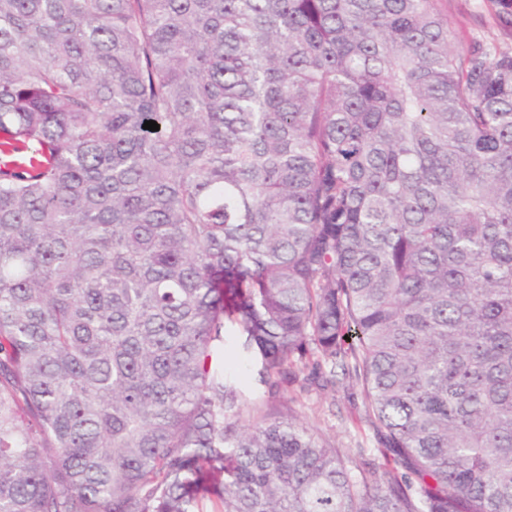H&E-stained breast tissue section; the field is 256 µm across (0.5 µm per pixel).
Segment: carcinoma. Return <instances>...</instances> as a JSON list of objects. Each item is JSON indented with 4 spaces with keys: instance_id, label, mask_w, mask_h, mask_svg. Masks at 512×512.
<instances>
[{
    "instance_id": "obj_1",
    "label": "carcinoma",
    "mask_w": 512,
    "mask_h": 512,
    "mask_svg": "<svg viewBox=\"0 0 512 512\" xmlns=\"http://www.w3.org/2000/svg\"><path fill=\"white\" fill-rule=\"evenodd\" d=\"M228 321L412 477L241 424ZM205 501L512 512V49L442 0H0V512Z\"/></svg>"
}]
</instances>
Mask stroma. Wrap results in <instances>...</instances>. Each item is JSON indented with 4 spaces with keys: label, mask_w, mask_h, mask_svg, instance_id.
I'll return each instance as SVG.
<instances>
[{
    "label": "stroma",
    "mask_w": 512,
    "mask_h": 512,
    "mask_svg": "<svg viewBox=\"0 0 512 512\" xmlns=\"http://www.w3.org/2000/svg\"><path fill=\"white\" fill-rule=\"evenodd\" d=\"M443 9L456 36L463 42L480 40L512 47V37L499 26L489 0H444ZM236 356L234 349L225 348L224 364L227 369L235 370L237 386L247 401L244 422L289 413L349 459L404 476V468L396 463L385 431L369 412L362 388L355 379L341 374L330 377L327 369L316 368L311 363L304 371V384H285L272 393L259 383L255 363H237Z\"/></svg>",
    "instance_id": "obj_1"
}]
</instances>
